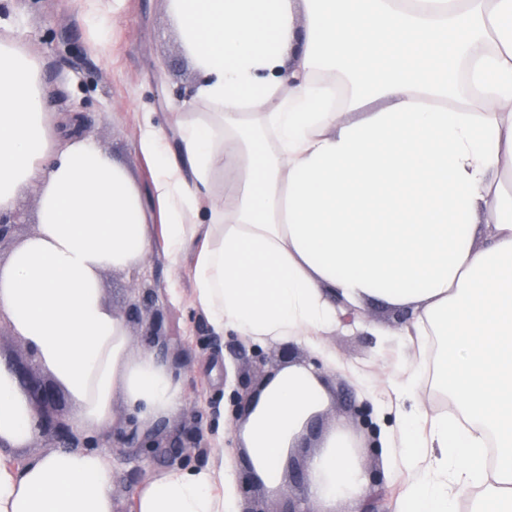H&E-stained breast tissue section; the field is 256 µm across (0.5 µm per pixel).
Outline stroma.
Listing matches in <instances>:
<instances>
[{
    "label": "stroma",
    "mask_w": 512,
    "mask_h": 512,
    "mask_svg": "<svg viewBox=\"0 0 512 512\" xmlns=\"http://www.w3.org/2000/svg\"><path fill=\"white\" fill-rule=\"evenodd\" d=\"M0 34L39 56L51 111L87 115V136L121 163L141 190H148L153 171L136 149L141 117L152 112L164 123L172 113L191 111L190 91L195 81L163 0H124L118 14L104 12L95 28L84 22L78 0H0ZM97 38L101 48L89 50V43ZM100 282L104 302L117 311L124 309L132 289L151 291L152 300L141 321L127 325L130 351L135 355L145 352L147 323L154 312H161V331L169 338L166 359L180 364L184 397L182 405L167 416V429L179 434L194 420H201L192 462L205 466L223 458L224 490L234 512H241L239 478L245 457L229 439L215 445L211 429L214 401L233 389L239 373H249L258 383L288 362H312L313 350L296 343L257 346L233 333L213 337L206 318L191 304L187 271L175 270L160 250L138 269L104 270ZM376 326L383 328V336L373 335ZM401 328L399 308L372 301L361 310L359 325L339 324L323 336L343 366L322 372L332 395L331 404L321 413L322 428L327 431L344 423L361 468L384 489L378 512H394L408 481L392 449L378 443L380 435H399L402 417L410 410L409 405L391 401L386 388L387 379L415 358ZM241 343L249 349L259 348L264 364L250 363L240 355L237 346ZM368 387L383 402L384 413L367 427L357 409L367 404L364 390Z\"/></svg>",
    "instance_id": "stroma-1"
}]
</instances>
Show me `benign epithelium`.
<instances>
[{
  "mask_svg": "<svg viewBox=\"0 0 512 512\" xmlns=\"http://www.w3.org/2000/svg\"><path fill=\"white\" fill-rule=\"evenodd\" d=\"M20 225L22 222L18 213L0 214V256L10 252L16 245L14 232ZM148 298L147 292H132L123 313L129 318L139 317L141 307ZM8 366L33 411L34 439L52 442L57 448H81L89 451L101 448L129 463L141 459H150L165 466L189 463L190 455L186 448L194 443L199 429L186 432L183 438L177 436L164 446L158 439L157 428L143 425L137 413L132 412L124 427L116 432L105 431L94 435L79 433L69 421L62 386L52 376L44 373L34 353L30 352L26 357H11ZM255 394L250 380L238 381L229 397L232 414L246 412Z\"/></svg>",
  "mask_w": 512,
  "mask_h": 512,
  "instance_id": "1",
  "label": "benign epithelium"
}]
</instances>
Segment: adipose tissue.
I'll list each match as a JSON object with an SVG mask.
<instances>
[{"label":"adipose tissue","mask_w":512,"mask_h":512,"mask_svg":"<svg viewBox=\"0 0 512 512\" xmlns=\"http://www.w3.org/2000/svg\"><path fill=\"white\" fill-rule=\"evenodd\" d=\"M199 109L143 116L160 239L128 171L77 116L51 118L36 56L0 38V213L38 194L37 232L0 264V313L69 396L77 431L110 426L123 393L146 422L183 403L156 354L132 356L100 288L155 248L191 259L213 333L322 342L341 297L409 308L410 343L442 337L435 382L453 413L415 404L422 362L390 380L412 402L399 439L414 475L395 512H512V0H166ZM411 204L408 223L349 222L356 203ZM342 203L339 218L327 206ZM331 395L317 368L262 385L235 438L276 490L289 448ZM33 412L0 364V512H112L108 454L59 449L16 467ZM367 485L343 427L309 466V500L357 506ZM224 462L175 467L134 512H225Z\"/></svg>","instance_id":"adipose-tissue-1"}]
</instances>
